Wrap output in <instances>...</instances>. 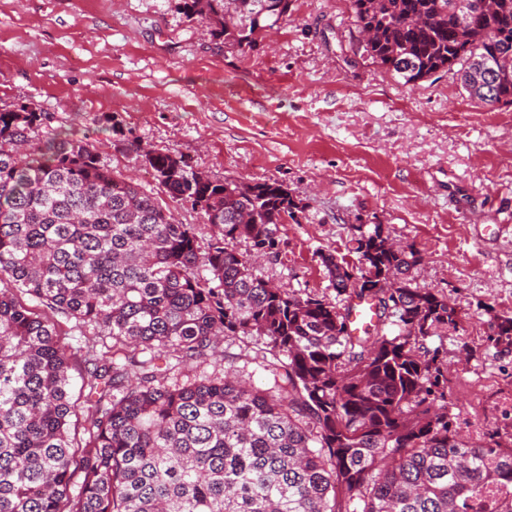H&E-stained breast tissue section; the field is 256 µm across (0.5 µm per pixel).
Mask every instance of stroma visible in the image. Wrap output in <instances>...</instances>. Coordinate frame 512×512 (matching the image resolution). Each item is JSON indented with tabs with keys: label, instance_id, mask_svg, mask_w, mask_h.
<instances>
[{
	"label": "stroma",
	"instance_id": "35a3bbf8",
	"mask_svg": "<svg viewBox=\"0 0 512 512\" xmlns=\"http://www.w3.org/2000/svg\"><path fill=\"white\" fill-rule=\"evenodd\" d=\"M20 105L98 145L203 244L213 227L132 143L283 184L297 218L258 271L296 293L334 298L321 256H348L355 225L414 245L416 283L462 315L437 339L461 432L512 438V345L487 343L512 317V106L471 100L450 72L397 82L362 55L351 0H291L244 52L218 48L180 0H0V109Z\"/></svg>",
	"mask_w": 512,
	"mask_h": 512
}]
</instances>
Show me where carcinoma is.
<instances>
[{
  "label": "carcinoma",
  "instance_id": "obj_1",
  "mask_svg": "<svg viewBox=\"0 0 512 512\" xmlns=\"http://www.w3.org/2000/svg\"><path fill=\"white\" fill-rule=\"evenodd\" d=\"M277 2L182 10L242 50L287 16ZM352 2L363 53L398 82L455 70L471 99L512 105V0ZM45 122L29 106L0 111V512H512V442L458 430L443 349L429 342L462 316L414 283L419 250L357 225V262L321 255L336 299L304 297L254 267L296 220L286 187L216 180L132 145L215 229L203 248L94 145L40 138ZM356 300L376 317L358 335ZM59 315L81 336L80 402ZM493 335L512 344V317ZM217 358L222 375L170 380ZM240 361L269 381L254 386ZM80 403L92 420L78 453Z\"/></svg>",
  "mask_w": 512,
  "mask_h": 512
}]
</instances>
